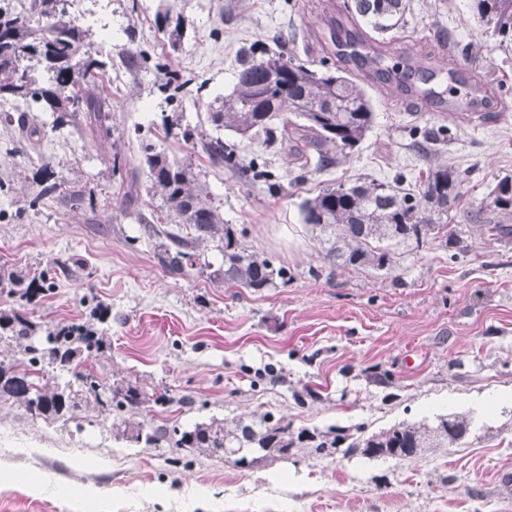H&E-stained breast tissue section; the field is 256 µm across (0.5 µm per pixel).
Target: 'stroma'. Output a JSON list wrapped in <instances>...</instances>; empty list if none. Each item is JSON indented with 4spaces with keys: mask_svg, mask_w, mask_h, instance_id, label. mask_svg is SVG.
I'll return each mask as SVG.
<instances>
[{
    "mask_svg": "<svg viewBox=\"0 0 512 512\" xmlns=\"http://www.w3.org/2000/svg\"><path fill=\"white\" fill-rule=\"evenodd\" d=\"M170 1L188 23L176 53L155 25ZM95 11L125 37L105 47L92 34L89 54L118 69L125 49L141 44L147 62L112 85L109 149L70 126L24 149L21 127L0 124V268L29 279L48 260L62 264L46 298L24 305L2 293L0 310L25 309L41 337L70 324L103 334L100 376L168 393V404L142 410L155 426L270 412L310 434L430 425L446 414L465 416L470 429L410 460L321 456L302 442L236 467L220 453L115 439L113 416L94 402L63 423L0 400V512H512L496 480L512 469V238L488 241L473 220L512 177V50L485 34L467 0H412L406 25L381 45L382 65L360 81L374 124L358 150L273 194L232 177L183 133L211 132L208 105L231 91L237 56L253 41L293 29L311 68L352 72L313 38L331 21L352 25L345 0H97ZM439 31L468 46L459 65L497 91L503 110L476 123L390 101L385 70L401 81L422 67L447 70ZM170 73L186 91L169 101L157 86ZM427 129L445 140L432 161L468 173L447 219L468 225L466 251L440 237L403 254L389 275L329 265L328 235L303 222L301 203L333 182L418 181L432 161L412 143ZM144 141L192 167L225 223L286 266L288 283L228 287L213 275L224 265L217 240L196 246L186 275L168 274L154 254L158 237L126 215L118 192L121 179L137 178V213L168 228L137 169ZM45 164L81 191L78 205L58 194L36 200Z\"/></svg>",
    "mask_w": 512,
    "mask_h": 512,
    "instance_id": "1",
    "label": "stroma"
}]
</instances>
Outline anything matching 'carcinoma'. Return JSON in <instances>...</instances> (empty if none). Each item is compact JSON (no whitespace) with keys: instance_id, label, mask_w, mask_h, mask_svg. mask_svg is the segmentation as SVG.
<instances>
[{"instance_id":"cac0c4a2","label":"carcinoma","mask_w":512,"mask_h":512,"mask_svg":"<svg viewBox=\"0 0 512 512\" xmlns=\"http://www.w3.org/2000/svg\"><path fill=\"white\" fill-rule=\"evenodd\" d=\"M67 0H41L34 14L26 16L0 0V102L37 106L57 114L54 124L76 125L101 143L112 130L110 95L100 88L104 63L81 52L90 37L88 29L64 20ZM470 8L501 44H512V0H468ZM410 0H355L352 16L360 18L379 35L405 25ZM157 26L170 47L181 44L185 19L171 5L158 12ZM285 37L275 38L272 50L263 41L252 43L238 57L237 81L230 93L209 105L208 121L217 131L229 129L273 148L285 162L308 174L345 162L373 126L374 113L365 89L355 80L336 73L318 72L295 55L282 50ZM293 112L297 120L288 119ZM200 143L209 156L245 183L261 182L270 192L284 190L280 178L266 161L247 158L239 144L205 134ZM154 194L161 197L173 223L186 224L193 237L165 232L166 242L156 253L159 264L171 275H182L194 265L191 249L209 239L224 240V284L231 288L260 291L288 281V269L275 266L242 243L234 228L210 204L189 166L169 160L151 143L142 145L141 165ZM40 190L32 203L56 193L63 180L47 165L42 170ZM462 172L444 164L429 166L418 188H404L398 180H357L323 186L304 200L303 220L331 230L333 241L325 258L338 267L384 271L399 268V249H419L446 228L444 217L461 196ZM491 212L512 215V178L501 179L487 204ZM60 262H47L38 277L29 281L10 272H0V293L26 302L49 292L53 272ZM37 325L27 313L0 312V343L23 346L26 366L0 360V398L25 406L35 416L69 420L81 403L94 397L109 411L138 414L148 402L163 405L168 393L147 396L137 385L105 386L91 369L76 370V364L97 358L103 338L81 326H66L35 340ZM73 375L78 385L60 384L55 372ZM109 389L107 400L100 391ZM469 423L457 414L441 415L432 425L397 424L379 432L342 439L327 434H298L284 416L265 412L250 421L228 426L212 420L190 429L152 426L142 420H121L117 437L128 442L158 446L165 442L177 448H199L215 453L244 449L288 454L306 439L320 454L346 443L343 455L366 458L391 457L396 449L419 453L457 443L468 434Z\"/></svg>"}]
</instances>
